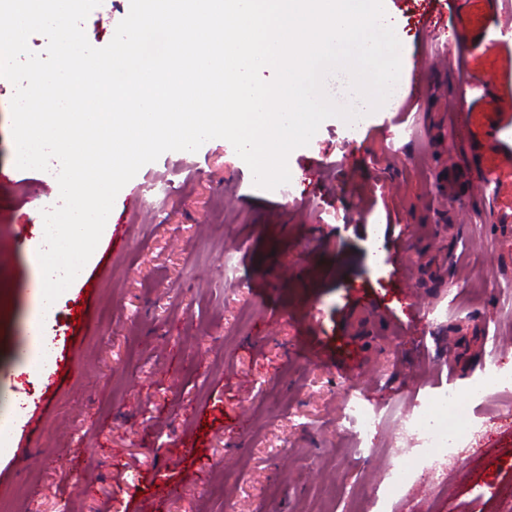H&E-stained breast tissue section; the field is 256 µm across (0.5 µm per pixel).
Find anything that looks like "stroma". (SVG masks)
I'll use <instances>...</instances> for the list:
<instances>
[{"instance_id":"1","label":"stroma","mask_w":512,"mask_h":512,"mask_svg":"<svg viewBox=\"0 0 512 512\" xmlns=\"http://www.w3.org/2000/svg\"><path fill=\"white\" fill-rule=\"evenodd\" d=\"M401 43L404 92L353 123L325 120L288 156L278 210L245 202L253 176L226 140L169 151L118 193L113 233L90 267L92 325L76 331L75 288L54 317L58 363L80 374L18 372L30 309L29 243L56 181L14 162L0 78V414L31 406L0 460L10 512H379L384 476L411 457L395 425L437 392H465L481 369L512 370V252L501 247L512 201L475 195L473 151L448 103L465 83L512 100V43L458 67L470 51L452 19L430 87L415 68L428 48L421 0H383ZM130 0H104L84 30L108 45ZM414 128L427 143L394 140ZM407 240L418 322L393 266ZM385 318L350 324L362 298ZM322 356L304 357L309 345ZM361 371L341 370L350 349ZM385 417L357 441L344 407ZM483 433L451 468L409 484L418 512H512V393L473 403ZM494 453H487L488 443ZM180 483L167 498L161 480Z\"/></svg>"}]
</instances>
